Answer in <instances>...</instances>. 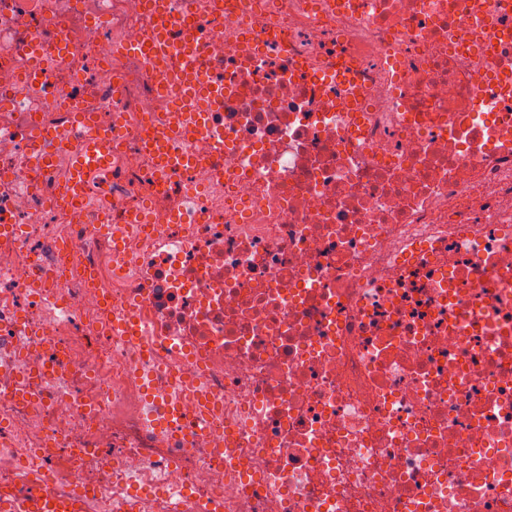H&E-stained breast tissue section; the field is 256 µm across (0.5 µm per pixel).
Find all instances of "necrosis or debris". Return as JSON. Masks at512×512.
<instances>
[{
	"label": "necrosis or debris",
	"instance_id": "4bbe7bcc",
	"mask_svg": "<svg viewBox=\"0 0 512 512\" xmlns=\"http://www.w3.org/2000/svg\"><path fill=\"white\" fill-rule=\"evenodd\" d=\"M146 3L0 0V500L512 512V0H168L162 181ZM101 138L97 134H89L85 140L84 146L72 158L73 166L77 174L82 173L87 168L95 165L99 160V148Z\"/></svg>",
	"mask_w": 512,
	"mask_h": 512
}]
</instances>
